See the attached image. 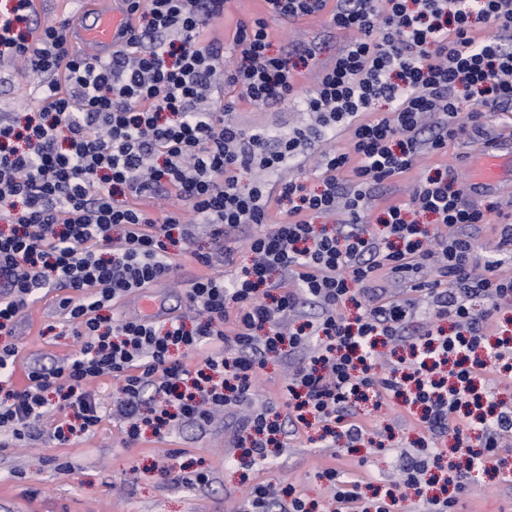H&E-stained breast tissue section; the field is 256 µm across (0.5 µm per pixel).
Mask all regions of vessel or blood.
I'll return each mask as SVG.
<instances>
[{
  "mask_svg": "<svg viewBox=\"0 0 512 512\" xmlns=\"http://www.w3.org/2000/svg\"><path fill=\"white\" fill-rule=\"evenodd\" d=\"M130 13L122 0H114L112 8H102L98 0H80L77 20L69 29L74 45L95 48H121L128 37ZM468 187L472 194L497 193L504 185H512V146L481 149L468 165Z\"/></svg>",
  "mask_w": 512,
  "mask_h": 512,
  "instance_id": "b4317fda",
  "label": "vessel or blood"
}]
</instances>
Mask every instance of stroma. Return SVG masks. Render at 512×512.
<instances>
[{
  "mask_svg": "<svg viewBox=\"0 0 512 512\" xmlns=\"http://www.w3.org/2000/svg\"><path fill=\"white\" fill-rule=\"evenodd\" d=\"M263 11L262 0H228L223 17L203 29L201 44L223 45L225 61H232L237 24ZM271 29L277 47L286 38L317 44L318 54L298 79V96L308 95L323 66L341 46L343 35L331 28L326 11L286 27L275 22ZM221 94L235 102L229 120L248 131L266 130L273 142L311 121L310 113L291 101L267 107L235 100L228 87ZM41 96L35 75L10 65L0 71V114L36 111ZM490 139H512V109L486 113L480 137L452 140L443 152L422 156L388 188V199L409 201L413 185L435 170H465L483 141ZM176 264L172 278L145 291L159 302L166 317L189 315L185 288L209 272L188 253L178 256ZM60 297L55 290L41 292L19 323L16 341L26 362L49 365L72 357L78 349L58 306ZM358 410L374 434L373 442H361L340 456L335 449L321 447L315 431H302L287 436L283 448L253 468L236 447L237 424L243 417L239 411L203 430L180 427L162 440L146 432L131 446L124 443L122 423L107 414L94 433L58 443L52 434L61 417L54 414L41 423V437L0 447V512H240L242 491L251 479L272 484L283 493H300L315 503V512H329L331 494L320 477L324 469L340 462L349 470H364L371 484L363 494L372 498L375 491L388 489L392 473L412 452L411 442L418 436L419 429L403 405L377 409L367 403ZM61 461L69 462L68 470H58ZM196 470L205 471L208 483L190 486L169 480L170 475ZM456 510L512 512V444L501 449L495 470L471 474L466 491L458 495Z\"/></svg>",
  "mask_w": 512,
  "mask_h": 512,
  "instance_id": "1",
  "label": "stroma"
}]
</instances>
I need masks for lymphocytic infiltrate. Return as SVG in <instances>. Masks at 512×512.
I'll return each instance as SVG.
<instances>
[{
    "label": "lymphocytic infiltrate",
    "mask_w": 512,
    "mask_h": 512,
    "mask_svg": "<svg viewBox=\"0 0 512 512\" xmlns=\"http://www.w3.org/2000/svg\"><path fill=\"white\" fill-rule=\"evenodd\" d=\"M12 2L0 15V62L22 63L44 90L25 119L0 118V336L14 335L38 291L58 290L80 351L59 366H28L19 387L21 350L0 345V432L31 436L53 408L72 419L56 426L59 443L94 432L102 415L88 387L110 377L126 444L145 426L162 438L244 407L245 454L263 463L288 426L317 423L325 446L353 447L368 433L357 403L378 409L395 398L416 412L417 455L368 509L361 475L323 470L335 512H454L455 497L411 502L407 493L420 490L439 438L453 435L471 473L488 470L512 436V405L502 401L488 399L478 415L479 447L458 419L478 381L512 375V336L487 334L512 302V274L478 263L475 233L488 210L467 200L462 178H426L409 201L386 205L375 224L366 219L372 186L396 182L421 155L479 132L484 112L512 105V0H338L331 25L348 39L305 99L315 122L273 150L263 132L225 122L215 94L225 85L257 105L291 99L316 50L273 52L270 22L320 13L328 0H264V15L236 27L229 65L217 44L197 43L226 0H130L131 35L106 58L72 51L63 22L32 38L22 0ZM464 102L472 109L462 121ZM341 131L346 147L315 152ZM308 154L324 175L317 190L240 183L242 172ZM170 196L181 210L144 206ZM274 200L288 202L287 221L271 223ZM331 214L338 228L317 225ZM250 224L259 231L247 236L248 257L232 279L212 269L218 259L232 264L231 253L193 249L198 226L218 243ZM178 251L212 269L185 291L192 323L122 316L104 324L101 312L117 297L170 278ZM388 278L409 281L411 297L385 299L378 284ZM308 305L319 310L311 320ZM387 345L409 354L376 372ZM299 350L304 363L282 388L283 425L257 388L269 359ZM243 499L242 512H310L300 496L272 499L262 482L248 483Z\"/></svg>",
    "instance_id": "obj_1"
}]
</instances>
